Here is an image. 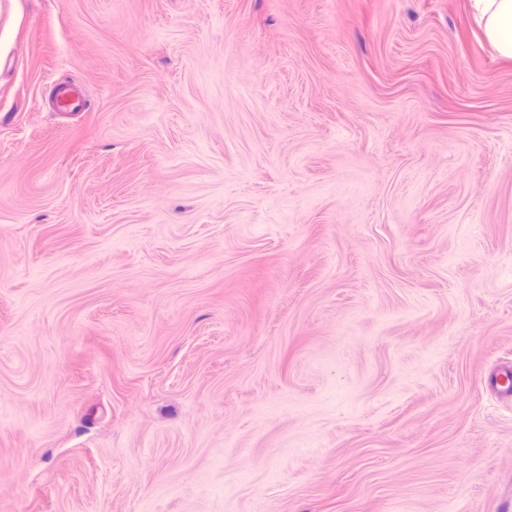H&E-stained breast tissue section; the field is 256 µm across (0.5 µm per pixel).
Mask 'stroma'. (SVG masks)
Returning <instances> with one entry per match:
<instances>
[{"label": "stroma", "instance_id": "35a3bbf8", "mask_svg": "<svg viewBox=\"0 0 512 512\" xmlns=\"http://www.w3.org/2000/svg\"><path fill=\"white\" fill-rule=\"evenodd\" d=\"M505 361L468 0H0V512H494ZM57 106L62 111H82L85 106V94L76 86L61 84L57 97ZM485 384L496 395L512 399V364H504L491 371Z\"/></svg>", "mask_w": 512, "mask_h": 512}]
</instances>
